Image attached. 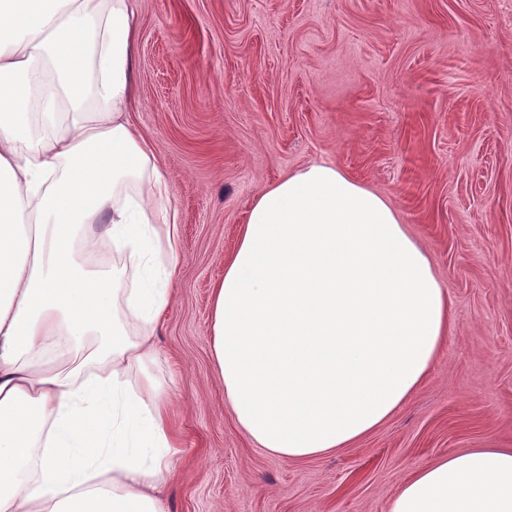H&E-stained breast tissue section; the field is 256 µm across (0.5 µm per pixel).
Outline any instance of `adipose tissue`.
I'll return each instance as SVG.
<instances>
[{"instance_id": "ef3b65f1", "label": "adipose tissue", "mask_w": 512, "mask_h": 512, "mask_svg": "<svg viewBox=\"0 0 512 512\" xmlns=\"http://www.w3.org/2000/svg\"><path fill=\"white\" fill-rule=\"evenodd\" d=\"M134 2L0 0V512H166L181 449L148 368L179 222L132 121ZM106 243L134 283L77 262ZM451 319L396 209L317 160L253 200L211 349L238 424L299 461L406 404ZM387 512H512V448L424 465Z\"/></svg>"}]
</instances>
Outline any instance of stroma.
<instances>
[{
	"instance_id": "35a3bbf8",
	"label": "stroma",
	"mask_w": 512,
	"mask_h": 512,
	"mask_svg": "<svg viewBox=\"0 0 512 512\" xmlns=\"http://www.w3.org/2000/svg\"><path fill=\"white\" fill-rule=\"evenodd\" d=\"M133 118L180 218L154 328L184 448L168 512H384L420 466L512 448V0H138ZM324 158L387 198L449 289L424 383L355 446L295 462L236 424L211 287L255 196Z\"/></svg>"
}]
</instances>
